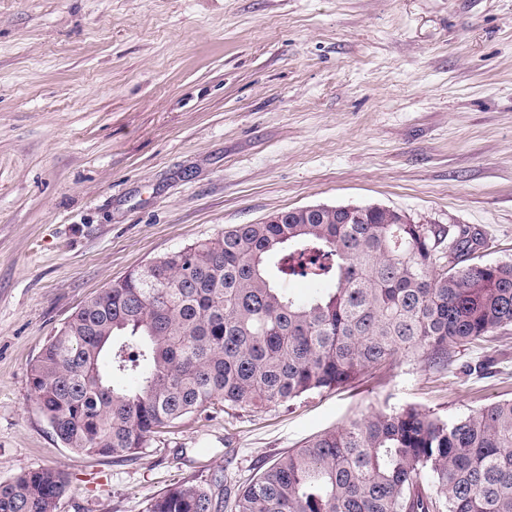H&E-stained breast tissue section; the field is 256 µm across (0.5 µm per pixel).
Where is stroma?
<instances>
[{"mask_svg":"<svg viewBox=\"0 0 512 512\" xmlns=\"http://www.w3.org/2000/svg\"><path fill=\"white\" fill-rule=\"evenodd\" d=\"M381 206L512 259V0H0V482L64 469L56 512H148L192 482L234 512L282 453L382 407L512 397V330L287 405L74 453L29 367L154 258L294 208Z\"/></svg>","mask_w":512,"mask_h":512,"instance_id":"stroma-1","label":"stroma"}]
</instances>
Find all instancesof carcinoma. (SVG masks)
<instances>
[{"mask_svg": "<svg viewBox=\"0 0 512 512\" xmlns=\"http://www.w3.org/2000/svg\"><path fill=\"white\" fill-rule=\"evenodd\" d=\"M479 246L376 206L234 224L88 300L29 385L65 447L127 461L188 415L282 406L410 353L445 366L512 328V261L466 262ZM297 278L304 298L283 287ZM67 488L60 469L22 473L0 482V512H56ZM219 508L186 483L148 512ZM235 512H512V399L449 421L416 406L352 419L280 457Z\"/></svg>", "mask_w": 512, "mask_h": 512, "instance_id": "obj_1", "label": "carcinoma"}]
</instances>
